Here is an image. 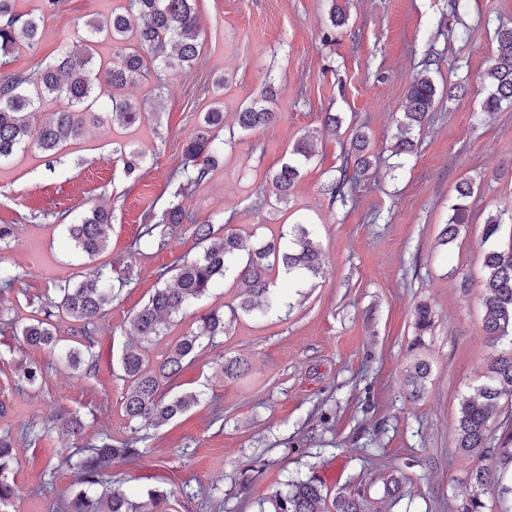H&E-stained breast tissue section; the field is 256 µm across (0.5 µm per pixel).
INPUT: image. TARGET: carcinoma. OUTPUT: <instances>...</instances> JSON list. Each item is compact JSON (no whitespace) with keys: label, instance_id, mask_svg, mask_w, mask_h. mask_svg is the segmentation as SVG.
Returning a JSON list of instances; mask_svg holds the SVG:
<instances>
[{"label":"carcinoma","instance_id":"cac0c4a2","mask_svg":"<svg viewBox=\"0 0 512 512\" xmlns=\"http://www.w3.org/2000/svg\"><path fill=\"white\" fill-rule=\"evenodd\" d=\"M196 6L197 0H125L123 11L112 13L104 23L87 22V32L39 70L0 72V162L20 152L53 155L67 144L79 141L87 128L100 122L96 109L106 96L111 98L114 119L126 126L135 124L142 107L125 97L124 89L144 78L152 67L178 71L191 68L197 61L200 43ZM40 31V15L18 12L15 0H0V63L7 64V58L22 43L34 48L39 43ZM101 41L112 44L115 56V61L106 65L95 62V47ZM486 79L490 93L483 102L484 111L496 112L502 102H512V28L497 31L496 55L486 71ZM435 99L436 87L428 76L422 74L411 83L404 110L406 130L426 120ZM47 101L63 102L65 106L40 121L37 116ZM272 101L270 89L261 98L249 101L238 114L240 128L249 131L275 122L278 113L268 106ZM223 121L224 112L219 105L203 114L196 134L185 145L174 197H185L186 191L205 181L215 167L217 157L224 153L225 142L217 141L214 130ZM312 157L309 137L294 144L288 161L271 176L276 201L288 199L290 189L301 177L303 164ZM371 165L366 137L357 132L339 175L326 186L327 193L345 200ZM456 192V202L450 208L448 224L443 230L446 243L457 236L460 226L469 223V199L474 187L463 181ZM188 218L182 202H173L160 217L150 214L144 217L137 240L163 245L171 226L183 224ZM111 220L107 210L94 208L79 222L67 225L69 238L77 250L93 257L107 248L105 227ZM195 234L205 243L203 252L177 266L172 275L174 284L155 289L148 302L130 319L134 332L141 338V345L125 349L120 357L121 371L128 384L122 407L131 420H150L160 426L200 403L196 394L168 396L163 387L204 349L202 336L186 334L173 338L158 361L150 355L149 348L156 337L170 334L168 327L175 317L187 313L193 303L206 296L228 273L236 272L241 288L237 308L247 314H265L278 303L272 288V270L305 281L323 269L321 251L304 224H290L278 239L265 243H255L237 233L221 234L211 223L196 225ZM286 237L293 247H281V240ZM485 267L484 330L497 340H507L509 348L490 359L487 382L463 398L460 405L457 448L463 455L483 461L470 473L474 493L460 512H483L480 491L489 485H496L501 494L512 496V434L506 433L496 445L491 444L489 437L491 408L502 396L512 395V244L487 252ZM113 300L109 275L102 268L92 271L79 283H60L55 288V298L48 300L39 316L21 328V340L30 349L54 346L60 339L55 336L52 318L61 313L73 319L76 322L73 336L77 341L66 346L63 355L71 367L89 374L96 364L91 358L85 359V355L90 353L99 321L112 309ZM201 321L208 344L224 335V313L212 310ZM430 323L428 307L418 306L415 311L418 339L412 349L421 346L420 336ZM428 374V363L414 358L408 375L412 396L420 395ZM42 376L41 365L31 361L21 369L15 383L21 387L34 386ZM137 443L138 438L134 437L117 445L111 435L101 434L93 442L63 454L58 465L76 470L82 484L99 485L112 467V460L139 456ZM12 459L10 437H0L1 507L14 497V487L5 476ZM165 504L166 496L160 492L136 504L119 489L109 488L98 496L80 490L69 501L67 512H164ZM272 505L274 512H365L360 494L342 490L330 500L314 477L288 481L285 489L276 492Z\"/></svg>","mask_w":512,"mask_h":512}]
</instances>
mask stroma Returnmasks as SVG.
I'll return each mask as SVG.
<instances>
[{"instance_id":"stroma-1","label":"stroma","mask_w":512,"mask_h":512,"mask_svg":"<svg viewBox=\"0 0 512 512\" xmlns=\"http://www.w3.org/2000/svg\"><path fill=\"white\" fill-rule=\"evenodd\" d=\"M335 1L348 13L341 27L328 18ZM120 4L59 0L47 10L43 0H17L19 11L45 16L37 47H20L6 72L39 68L87 20H105ZM197 14L196 64L127 88L143 104L140 123L122 127L103 103L102 122L61 154L0 163V224L16 227L0 265L19 275L0 296V435L14 448L6 477L16 488L6 512H60L77 476L57 469L54 491L44 495L45 471L62 451L101 433L139 437L138 458L113 462L112 486L136 503L164 493L167 512H272L288 479L312 475L331 495L361 491L366 512H458L473 491L475 465L456 446L460 403L501 348L484 332L481 292L485 253L512 242V104L486 112L482 103L497 30L512 28V0H198ZM423 73L437 88L435 105L412 133L415 150L397 156L407 92ZM270 81L277 121L242 131L238 112ZM456 85L463 96L449 97ZM217 102L227 145L184 198L189 221L165 246L133 250L143 214L167 206L184 146ZM330 113L341 118L342 135L321 134ZM358 130L369 138L373 167L352 198H331L325 187ZM312 131L315 155L287 202L276 203L270 177ZM127 150L143 156L131 174ZM462 181L475 186L471 222L447 243L441 233ZM97 206L111 209L112 224L106 251L91 259L74 249L66 227ZM491 213L502 227L487 240ZM207 221L264 241L283 223L308 224L323 273L302 288L277 275L289 309L263 316L237 311L239 290L225 277L171 328L175 336L196 333L198 313L224 314L226 333L175 382L176 392L201 394V403L157 428L130 423L118 367L135 341L129 319L162 287L160 271L200 254L193 227ZM96 267L118 297L96 335V371L85 377L55 348L28 349L17 334L55 285L79 282ZM422 303L432 320L421 335L414 311ZM417 337L430 373L414 399L406 369ZM229 358L245 360L247 372L225 377ZM29 360L43 366L44 378L16 389L17 366ZM59 414L78 415L81 434L53 427ZM31 423L50 428L40 444L22 434ZM395 476L405 483L392 495Z\"/></svg>"}]
</instances>
